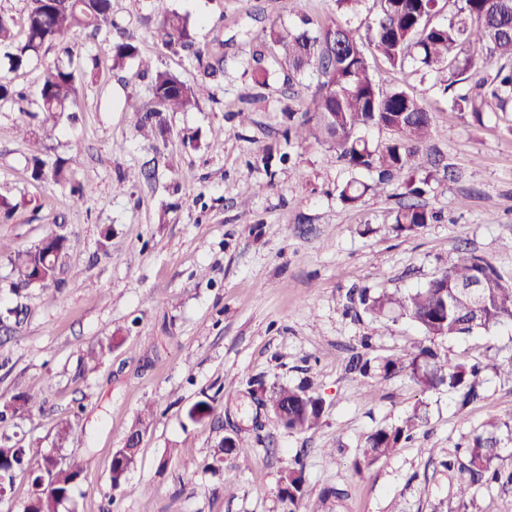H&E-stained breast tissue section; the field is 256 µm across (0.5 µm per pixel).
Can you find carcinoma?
Masks as SVG:
<instances>
[{
  "label": "carcinoma",
  "instance_id": "obj_1",
  "mask_svg": "<svg viewBox=\"0 0 512 512\" xmlns=\"http://www.w3.org/2000/svg\"><path fill=\"white\" fill-rule=\"evenodd\" d=\"M337 14L316 22L301 18L299 26L271 24L262 30V50L256 53L254 76L268 80L270 64L282 69L292 93L288 115L297 120L288 137L305 141L313 138L336 150L353 177L340 189L339 197L354 206L373 186L354 177L369 171L378 181L402 179L407 193L419 196L433 178L427 170L422 147L433 130V113L410 90L385 88L372 73L367 49L371 48L387 66L402 69L410 62L441 76L440 89L448 94V105L480 123L486 112H506L512 105V0H458L456 12L442 16L447 0H373L375 16L365 34L350 25L364 0H335ZM12 18L0 15V49H6L10 69L17 70L39 55L45 47H57L69 54L67 37L76 32L97 36L112 33L111 0H31L25 23V41L14 42ZM154 35L163 47L185 51L203 69L201 83L189 85L167 71H156L150 85V101L133 104L135 129L146 135L165 112H185L198 105L203 95L213 96L206 82L214 80L222 60L211 63L215 50L196 45L189 21L176 12L159 19ZM478 47L482 56L460 55L466 47ZM112 68L139 57L138 39L128 34L112 43ZM81 83L72 62L50 69L42 82L38 109L50 116L61 115L76 103ZM385 129L392 138L384 146L373 144L365 135L369 129ZM32 176L58 185L69 182L63 164L49 163L34 156ZM434 220V214L417 205L399 207L394 224L400 231H416ZM66 236L53 232L13 260V287L20 292L57 280L58 260ZM363 309L374 318L399 313L415 322L428 344L403 350L391 358L358 360L351 366L374 381L364 385L362 397L371 399L378 380L403 370L421 392L443 387L456 394L460 407L481 398L484 367L468 359H442L431 344L437 339H466L501 327L512 328V279L505 278L488 259L470 254L458 256L448 268L425 287L398 297L383 292L360 294ZM31 397L17 395L0 405V423L14 419L28 408ZM263 406L277 423L291 433L315 428L323 415V400L303 385L274 386ZM209 399L193 403L188 417L203 422L213 414ZM426 423V416L414 411L401 422L371 432L365 439L355 467H369L410 440ZM504 423L493 418L467 440L460 454L448 455L443 466L457 477L456 497L460 512L477 494L495 487L512 485V470L494 466L503 449L512 444V432L503 434ZM138 443H127L112 459L111 486H123L136 463ZM40 466L31 475L34 488L24 512H59L74 485L89 469L91 459L72 457L62 466L48 461L41 451L24 446L0 434V479L12 482L14 474L30 465ZM303 459L288 464L278 488L282 512H310L304 491Z\"/></svg>",
  "mask_w": 512,
  "mask_h": 512
}]
</instances>
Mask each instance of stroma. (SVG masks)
Returning a JSON list of instances; mask_svg holds the SVG:
<instances>
[{
	"label": "stroma",
	"instance_id": "1",
	"mask_svg": "<svg viewBox=\"0 0 512 512\" xmlns=\"http://www.w3.org/2000/svg\"><path fill=\"white\" fill-rule=\"evenodd\" d=\"M166 11L188 17L197 43L221 45L224 75L214 98L166 113L148 140L128 107L148 100L150 80L134 61L113 68L110 45L134 33L155 66L196 83L195 62L153 36ZM335 13L334 0H112L111 35L70 38L75 67L96 79L49 138L34 106L55 49L16 71L0 64V76L27 95L24 105L0 106V196L19 204L0 219L9 247L0 254V353L10 358L0 400L33 398L0 431L60 458H91L60 512H281L278 486L297 455L313 512H458L442 460L489 419L512 418V383L491 369L512 357L507 328L435 341L440 354L490 366L482 399L464 408L448 390L421 393L404 371L367 401L360 376L347 370L364 344L387 357L424 340L408 318L383 322L349 308L350 292L407 294L466 252L512 277V136L504 132L512 118L490 112L472 123L449 109L436 73L375 62L384 86L410 89L434 112L424 153L441 172L418 202L437 219L395 230L392 214L411 198L394 181L345 205L339 190L350 170L328 145L287 141L288 87L279 74L257 85L250 67L270 23ZM241 109L250 122L241 123ZM36 153L63 161L69 186L35 180ZM59 225L67 247L56 282L14 292L12 255ZM107 342L111 352L85 369L88 352ZM251 377L310 383L325 403L319 425L288 432L268 409L252 410L224 389ZM206 396L213 414L190 421L187 409ZM418 406L428 422L415 438L355 471L366 436ZM147 408L137 462L112 489V456ZM64 422L73 432L61 442ZM233 431L246 455L204 468ZM229 466L237 479L228 494ZM329 487L341 497L325 496Z\"/></svg>",
	"mask_w": 512,
	"mask_h": 512
}]
</instances>
